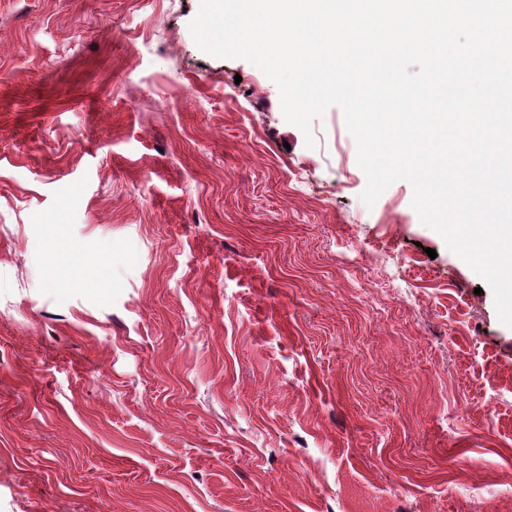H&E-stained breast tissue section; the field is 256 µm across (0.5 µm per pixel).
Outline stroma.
<instances>
[{
	"label": "stroma",
	"mask_w": 512,
	"mask_h": 512,
	"mask_svg": "<svg viewBox=\"0 0 512 512\" xmlns=\"http://www.w3.org/2000/svg\"><path fill=\"white\" fill-rule=\"evenodd\" d=\"M198 8L0 0V512H512L492 289Z\"/></svg>",
	"instance_id": "stroma-1"
}]
</instances>
